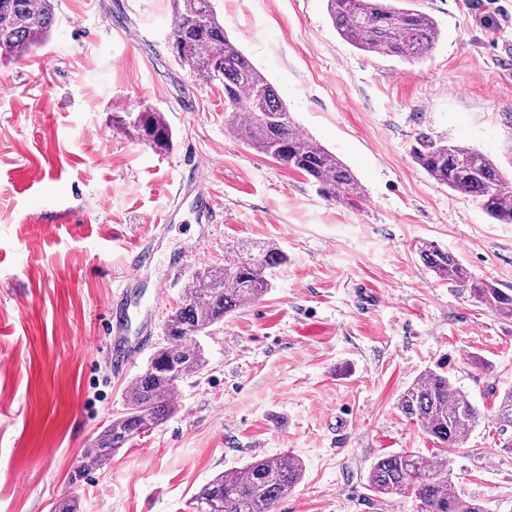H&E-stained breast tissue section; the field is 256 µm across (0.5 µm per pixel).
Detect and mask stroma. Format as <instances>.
I'll list each match as a JSON object with an SVG mask.
<instances>
[{
	"instance_id": "35a3bbf8",
	"label": "stroma",
	"mask_w": 512,
	"mask_h": 512,
	"mask_svg": "<svg viewBox=\"0 0 512 512\" xmlns=\"http://www.w3.org/2000/svg\"><path fill=\"white\" fill-rule=\"evenodd\" d=\"M413 2L441 37L409 64L343 41L324 0H214L298 128L359 177L367 200L357 207L324 200L229 131L223 90L175 61L169 0H58L44 45L0 62V512H50L67 496L80 512H191L217 474L279 454L305 470L275 512H417L414 498L369 492L366 477L382 455L431 452L397 402L435 369L482 414L448 454L455 485L512 512V453L491 410L492 392L512 387V323L419 255L438 243L474 278L512 288V224L411 157L417 138L449 136L512 175V0ZM145 110L165 113L169 149L134 128ZM195 159L220 223L174 196ZM252 241L288 256L267 293L202 336L208 364L179 384L173 416L71 483L163 346L189 278ZM145 246L152 260L129 313L154 334L117 371L103 350L106 304ZM473 355L491 370L474 369Z\"/></svg>"
}]
</instances>
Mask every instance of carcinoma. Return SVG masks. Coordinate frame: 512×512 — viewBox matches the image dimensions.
I'll list each match as a JSON object with an SVG mask.
<instances>
[{
  "mask_svg": "<svg viewBox=\"0 0 512 512\" xmlns=\"http://www.w3.org/2000/svg\"><path fill=\"white\" fill-rule=\"evenodd\" d=\"M171 43L180 65L208 82L219 81L229 112L225 124L256 152L308 177L323 198L352 206L364 196L354 172L333 152L301 134L268 78L230 40L212 0H170ZM57 0H0V59H22L44 43L56 18ZM339 36L368 54L416 61L438 42L436 20L400 0H326ZM141 137L168 145L170 127L162 112H144L137 122ZM414 163L452 192L479 199L485 213L512 224V178L478 149L452 138L424 140L413 150ZM420 257L436 277L470 284L473 298L512 320V293L488 280L474 281L451 252L426 243ZM287 255L268 242L229 247L224 265H206L186 285V293L167 317L165 345L131 383L124 411L97 434L79 458L74 480L106 465L112 455L143 433L158 427L177 410L174 393L187 377L206 365L199 337L228 314L260 299L269 274ZM494 420L502 447L512 451V389L495 398ZM398 410L435 443L466 445L481 413L470 395L453 386L448 375L429 371L400 396ZM303 476L295 456L259 458L223 472L191 497L193 512H274L275 504ZM378 496L410 494L419 512H490L487 504L461 494L448 474V459L403 450L376 459L367 476Z\"/></svg>",
  "mask_w": 512,
  "mask_h": 512,
  "instance_id": "carcinoma-1",
  "label": "carcinoma"
}]
</instances>
